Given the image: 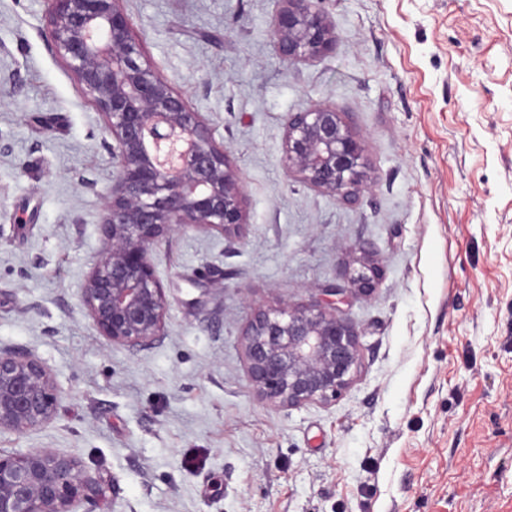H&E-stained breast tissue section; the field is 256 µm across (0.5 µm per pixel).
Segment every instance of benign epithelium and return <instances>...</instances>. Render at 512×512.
Here are the masks:
<instances>
[{
  "instance_id": "benign-epithelium-1",
  "label": "benign epithelium",
  "mask_w": 512,
  "mask_h": 512,
  "mask_svg": "<svg viewBox=\"0 0 512 512\" xmlns=\"http://www.w3.org/2000/svg\"><path fill=\"white\" fill-rule=\"evenodd\" d=\"M49 45L76 89L99 110L117 175L101 222L103 252L81 288L101 336L140 346L165 328V288L152 247L186 226L237 234L244 224L242 186L205 118L147 57L121 2L47 0ZM275 48L286 62L327 53L334 33L315 0H281ZM281 161L310 187L355 203L365 178L364 145L330 105L288 113ZM369 263L347 288H375ZM345 288V289H347ZM343 288L323 289L306 307L258 309L243 334L249 385L266 405L325 404L350 387L360 353L356 331L336 306ZM50 367L20 350H0V431L23 433L55 416ZM101 486L75 456L53 448L0 452V512H77Z\"/></svg>"
}]
</instances>
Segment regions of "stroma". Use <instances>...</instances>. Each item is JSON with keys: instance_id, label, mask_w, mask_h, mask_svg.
<instances>
[{"instance_id": "35a3bbf8", "label": "stroma", "mask_w": 512, "mask_h": 512, "mask_svg": "<svg viewBox=\"0 0 512 512\" xmlns=\"http://www.w3.org/2000/svg\"><path fill=\"white\" fill-rule=\"evenodd\" d=\"M332 49L275 50L280 0H124L160 74L242 179L245 223L152 248L162 336L128 348L81 302L117 169L101 115L46 37L47 0H0V349L51 368L57 411L0 451L80 458L94 512H512V0H318ZM362 138L347 204L288 175L287 113ZM361 364L327 404L247 381L254 310L302 307L362 262ZM204 466L189 471L183 458Z\"/></svg>"}]
</instances>
